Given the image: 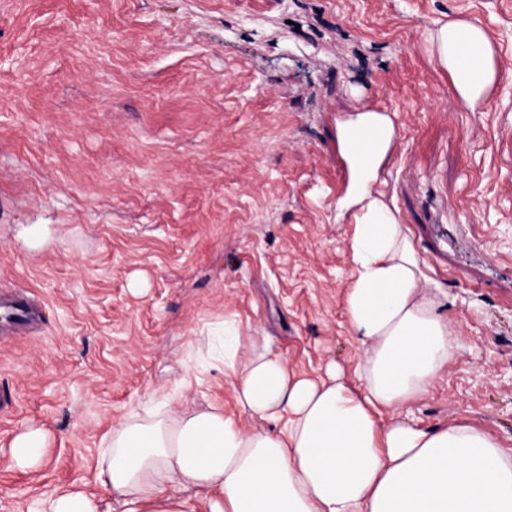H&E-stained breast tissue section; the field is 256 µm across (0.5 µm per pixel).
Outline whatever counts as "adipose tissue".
Here are the masks:
<instances>
[{"mask_svg":"<svg viewBox=\"0 0 512 512\" xmlns=\"http://www.w3.org/2000/svg\"><path fill=\"white\" fill-rule=\"evenodd\" d=\"M429 54L459 105L473 112L498 87L503 63L486 31L437 21ZM396 135L363 108L337 124L349 185L357 275L346 312L364 352L362 392L329 369L297 375L278 357L240 359L238 330L222 338L224 373L241 414L273 422L246 429L223 410L168 400L112 428L96 480L123 512H512V454L466 423L423 427L408 415L458 345L401 221L372 190ZM392 412L380 423L379 411ZM196 489L200 499L186 497Z\"/></svg>","mask_w":512,"mask_h":512,"instance_id":"obj_1","label":"adipose tissue"}]
</instances>
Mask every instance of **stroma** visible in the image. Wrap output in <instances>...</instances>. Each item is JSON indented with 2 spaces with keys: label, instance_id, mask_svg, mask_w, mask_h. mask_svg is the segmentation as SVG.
Masks as SVG:
<instances>
[{
  "label": "stroma",
  "instance_id": "35a3bbf8",
  "mask_svg": "<svg viewBox=\"0 0 512 512\" xmlns=\"http://www.w3.org/2000/svg\"><path fill=\"white\" fill-rule=\"evenodd\" d=\"M447 15L505 66L474 112L426 50ZM364 106L397 130L375 190L458 333L411 415L511 450L512 0H0V294L41 311L0 335V512L99 493L131 411L238 414L223 364L192 356L217 324L241 358L360 387L336 123ZM31 429L41 465L9 466Z\"/></svg>",
  "mask_w": 512,
  "mask_h": 512
}]
</instances>
